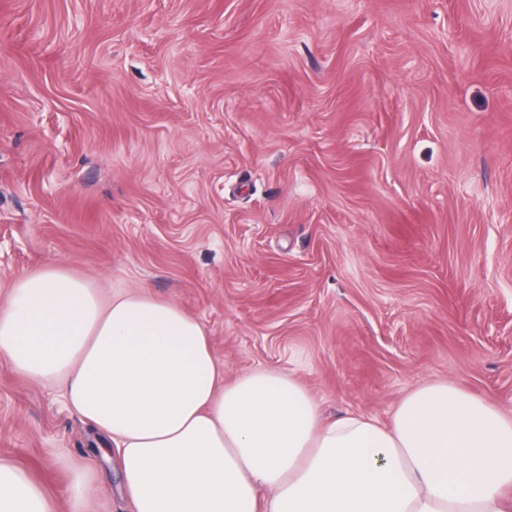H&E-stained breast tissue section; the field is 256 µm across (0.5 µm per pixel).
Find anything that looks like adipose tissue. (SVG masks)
<instances>
[{"mask_svg":"<svg viewBox=\"0 0 512 512\" xmlns=\"http://www.w3.org/2000/svg\"><path fill=\"white\" fill-rule=\"evenodd\" d=\"M0 360L60 383L112 441L131 512H512V416L453 383L406 394L389 423L323 421L293 375L225 381L205 327L140 292L99 291L48 265L0 303ZM0 512H57L0 458Z\"/></svg>","mask_w":512,"mask_h":512,"instance_id":"obj_1","label":"adipose tissue"}]
</instances>
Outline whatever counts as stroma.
I'll return each instance as SVG.
<instances>
[{"label": "stroma", "instance_id": "obj_1", "mask_svg": "<svg viewBox=\"0 0 512 512\" xmlns=\"http://www.w3.org/2000/svg\"><path fill=\"white\" fill-rule=\"evenodd\" d=\"M54 263L327 420L434 380L511 412L512 0H0V300ZM92 437L0 362V457L130 512ZM71 472V495L68 512H89L90 501L105 490L91 467L73 463Z\"/></svg>", "mask_w": 512, "mask_h": 512}]
</instances>
